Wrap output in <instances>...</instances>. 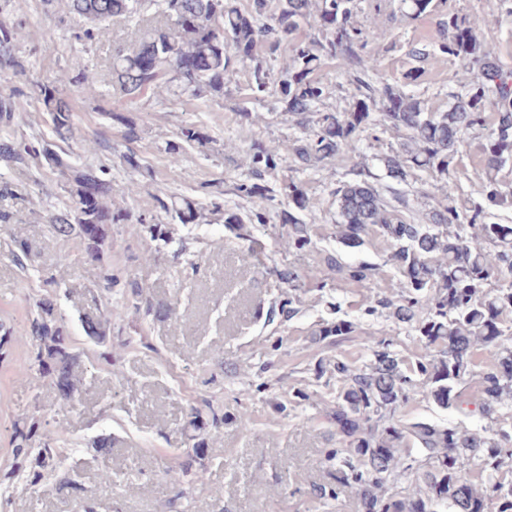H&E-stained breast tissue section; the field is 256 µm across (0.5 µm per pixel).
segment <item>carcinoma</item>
<instances>
[{
  "label": "carcinoma",
  "mask_w": 512,
  "mask_h": 512,
  "mask_svg": "<svg viewBox=\"0 0 512 512\" xmlns=\"http://www.w3.org/2000/svg\"><path fill=\"white\" fill-rule=\"evenodd\" d=\"M56 2L64 4L90 41L115 18L145 22L136 42L112 52V88L128 103L164 91L189 100L221 98L225 79L245 69L247 97L259 102L271 98L270 111L288 114L300 132L292 147L295 171L338 156L351 163L354 179L336 189L338 238L355 247L377 229L390 243L391 260L402 278L400 293L378 298L366 315L383 313L396 324L409 325L428 353L407 366L383 340L372 349L368 364L336 361L330 373L342 387L328 419L336 426L340 447L327 449L323 464L328 482L315 487L313 496L335 499L348 489L364 512H512V479L497 477L505 459L512 458V324L503 318L512 312V225L494 221L495 210L512 208V185L499 178L512 166V68L493 59L480 40L483 18L452 15L440 22L447 30L440 40L410 47L414 61L452 57L458 64L460 91L452 95L448 110L432 112L420 97L370 78L376 59L367 52V37L356 21L357 0H42L44 11L52 12ZM304 24L314 32L294 39ZM18 27L0 10V124L10 127L19 111L17 98L28 96L42 104L57 142L36 148L5 137L0 161L9 167L42 164L57 173L67 203L44 219L56 235L80 239L85 256L102 265L101 286L110 294L124 279L107 262L110 225L144 220L122 206L125 195L112 180L111 166L100 160L73 163L65 149L74 139L75 122L60 88L93 90L83 57H72L54 85L33 84L27 93L10 85L11 76L24 72ZM286 48L289 63L276 75L272 62ZM328 61L337 62L347 77L348 108L341 112L327 106L329 92L316 77ZM489 109L494 114L488 125ZM376 113L401 136L398 147L376 156L387 176L408 184L423 172L445 182L444 199L425 224L405 218L410 210L406 197L384 200L367 180L368 165L356 161V140ZM477 129L485 131L483 168L475 176L477 199L463 210L454 200L450 167ZM178 138L188 145L210 141L194 124L181 127ZM124 141L129 148L122 162L137 170L139 157L130 147L137 142L135 129L128 128ZM281 161L279 146L251 143L244 178L232 188L248 202L242 212L226 210L215 200L179 207L163 191L153 195L161 214L148 227L154 254L186 250V241L174 237L172 225L209 224L221 212L226 224H281L293 245H311L308 198L301 184L293 179L266 182ZM279 196L292 205L275 207ZM331 271L355 281L374 277L367 265L339 260ZM130 309L147 316L169 314L168 306L137 290L122 304H107L98 319L82 321L97 347L93 358L98 364L112 368V319L125 317ZM354 331L352 322L340 319L322 323L318 335L337 345ZM27 332L38 382L59 398L74 400L85 371L54 297L35 303ZM481 349L496 355L493 368L480 376L482 398L476 412L487 420L484 427L402 422L400 409L419 384L433 403L463 408L459 386L474 373L475 353ZM61 438L60 433L45 435L37 405L16 420L11 444L16 469L26 472L28 484L60 472ZM478 476L487 477L488 487L477 488Z\"/></svg>",
  "instance_id": "1"
}]
</instances>
